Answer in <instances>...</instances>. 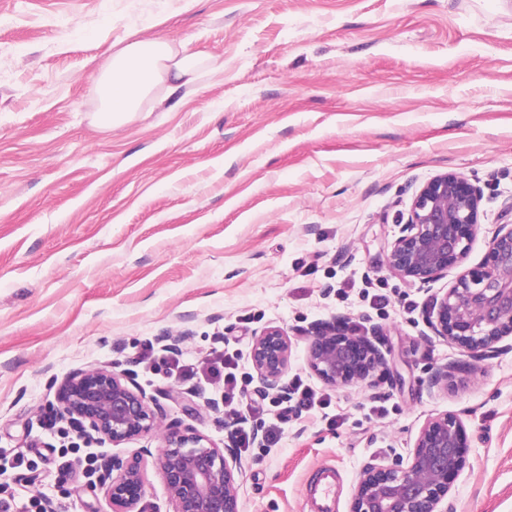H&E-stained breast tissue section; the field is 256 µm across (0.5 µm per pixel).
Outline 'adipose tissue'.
<instances>
[{"label": "adipose tissue", "instance_id": "1", "mask_svg": "<svg viewBox=\"0 0 512 512\" xmlns=\"http://www.w3.org/2000/svg\"><path fill=\"white\" fill-rule=\"evenodd\" d=\"M95 86L102 108L97 119L110 128L133 121L146 101L169 100L199 79L198 56L156 37L132 41L109 55Z\"/></svg>", "mask_w": 512, "mask_h": 512}]
</instances>
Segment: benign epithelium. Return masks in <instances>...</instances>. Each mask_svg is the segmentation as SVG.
Instances as JSON below:
<instances>
[{
    "instance_id": "1",
    "label": "benign epithelium",
    "mask_w": 512,
    "mask_h": 512,
    "mask_svg": "<svg viewBox=\"0 0 512 512\" xmlns=\"http://www.w3.org/2000/svg\"><path fill=\"white\" fill-rule=\"evenodd\" d=\"M480 202V190L464 177L448 172L432 178L416 194L386 255L388 270L413 284H428L448 268H459L453 285L433 298L426 319L436 338L454 344L470 360L497 354L499 343L512 335V224L499 225L487 241L481 266H465L479 229ZM309 336V368L328 384L349 387L387 370L373 326L357 330L347 318L334 316L312 325ZM291 347L281 327L254 334L250 360L260 390L279 397L288 393ZM55 412L77 434L94 435L100 443L119 445L158 428L146 395L114 370L69 375ZM230 426L222 448L196 432H171L164 438L155 464L173 512H242V464L235 423ZM468 466L462 418L438 414L422 425L407 455H387L362 468L350 512H449L448 497ZM98 482L110 512H141L138 505L146 494L142 458L105 460Z\"/></svg>"
}]
</instances>
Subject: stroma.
Instances as JSON below:
<instances>
[{"instance_id": "stroma-1", "label": "stroma", "mask_w": 512, "mask_h": 512, "mask_svg": "<svg viewBox=\"0 0 512 512\" xmlns=\"http://www.w3.org/2000/svg\"><path fill=\"white\" fill-rule=\"evenodd\" d=\"M145 35L199 54V84L102 129L100 63ZM445 172L483 192L474 267L512 202V0H0V505L23 512L38 491L52 512H104L95 484L13 460L75 442L55 419L60 385L109 369L160 430L101 456L143 457L144 512H173L154 466L164 432L220 447L225 416L194 381L195 410L172 399L163 356L136 363L142 344L181 337L198 363L229 348L247 382L254 333L279 326L287 381L329 405L240 449L243 512H306L324 466L334 512H350L361 467L407 454L444 412L470 448L451 512H512V349L429 388L461 359L426 321L458 270L419 286L385 263ZM335 315L377 327L387 375L334 387L310 370L307 329Z\"/></svg>"}]
</instances>
